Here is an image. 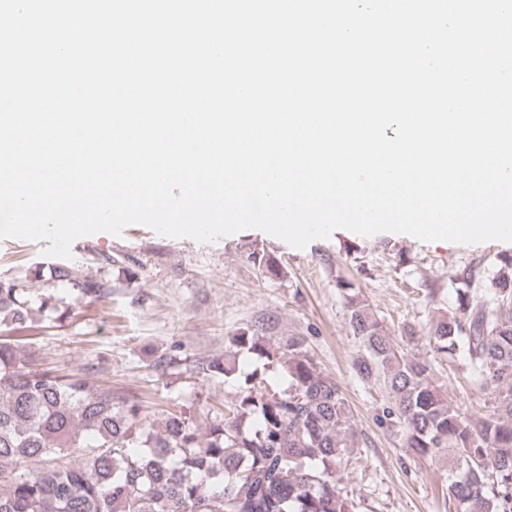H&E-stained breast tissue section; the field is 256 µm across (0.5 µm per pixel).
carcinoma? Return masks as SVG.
<instances>
[{
  "instance_id": "carcinoma-1",
  "label": "carcinoma",
  "mask_w": 512,
  "mask_h": 512,
  "mask_svg": "<svg viewBox=\"0 0 512 512\" xmlns=\"http://www.w3.org/2000/svg\"><path fill=\"white\" fill-rule=\"evenodd\" d=\"M246 260L267 278L283 273L260 248ZM482 299L465 293L430 329L436 353L467 355L469 381L492 395L472 419L448 402L426 362L404 352L360 289L336 282L361 354L355 375L392 395L379 423L399 430L421 458L448 455L444 502L455 512H512V256ZM55 278L97 301L94 280L59 264ZM31 292L0 278V512H357L348 497L352 416L336 379L321 371L301 337L272 341L271 314L230 339L224 355L201 363L209 379L237 383L236 403L199 427L181 409L160 431L140 406L79 374L60 375L20 359ZM254 368L244 372L239 357ZM280 366L287 388L266 385ZM76 454L78 462L60 460Z\"/></svg>"
}]
</instances>
